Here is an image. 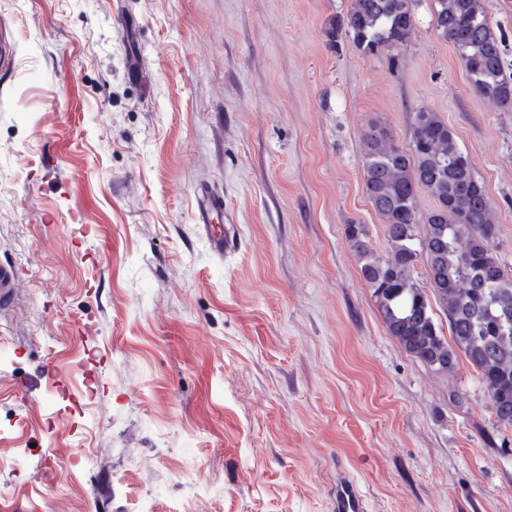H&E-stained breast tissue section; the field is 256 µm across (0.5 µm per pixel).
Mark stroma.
Returning <instances> with one entry per match:
<instances>
[{"label": "stroma", "mask_w": 512, "mask_h": 512, "mask_svg": "<svg viewBox=\"0 0 512 512\" xmlns=\"http://www.w3.org/2000/svg\"><path fill=\"white\" fill-rule=\"evenodd\" d=\"M350 0H0V489L9 512H512V431L466 360L389 336L345 235L386 227L362 134L439 112L512 273V107L416 0L387 58ZM138 21L126 34L119 11ZM239 241L215 252L196 191ZM36 381L20 399V379ZM416 0H351L345 14L332 17L325 34L336 47L345 37L362 55H386L389 65H396L394 50L405 46L415 26L413 3ZM336 512H363L364 504L353 487L346 481H340L336 484L335 495Z\"/></svg>", "instance_id": "1"}]
</instances>
